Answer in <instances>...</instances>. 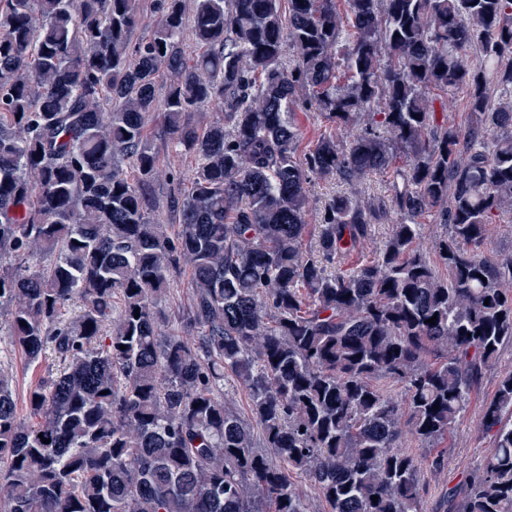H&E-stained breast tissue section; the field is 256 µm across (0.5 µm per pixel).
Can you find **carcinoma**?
Masks as SVG:
<instances>
[{"mask_svg":"<svg viewBox=\"0 0 512 512\" xmlns=\"http://www.w3.org/2000/svg\"><path fill=\"white\" fill-rule=\"evenodd\" d=\"M154 9L134 42L140 0H0V339L55 355L31 425L0 365V512H309L294 471L328 512H426L422 469L448 466L512 345V254L484 250L512 215V0ZM463 86L465 132L434 107ZM298 110L346 140L300 150ZM151 112L195 160L169 195L175 239L148 192ZM388 169V201L334 195L312 234V179ZM391 211L376 257L339 271ZM424 215L444 228L432 253ZM182 261L191 304L167 331ZM228 375L247 420L224 405ZM480 428L494 451L448 512H512V369Z\"/></svg>","mask_w":512,"mask_h":512,"instance_id":"carcinoma-1","label":"carcinoma"}]
</instances>
